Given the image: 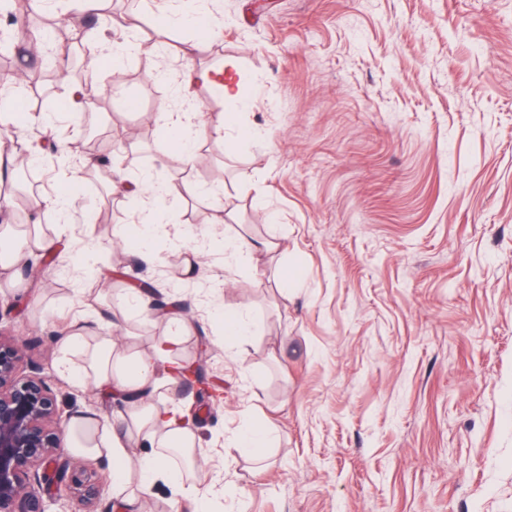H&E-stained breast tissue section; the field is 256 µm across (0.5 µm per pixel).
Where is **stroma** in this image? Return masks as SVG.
I'll list each match as a JSON object with an SVG mask.
<instances>
[{
    "label": "stroma",
    "instance_id": "stroma-1",
    "mask_svg": "<svg viewBox=\"0 0 512 512\" xmlns=\"http://www.w3.org/2000/svg\"><path fill=\"white\" fill-rule=\"evenodd\" d=\"M177 2L111 0L102 19L71 0L33 12L116 43L129 16L145 23L150 52L83 82L108 143L98 167L128 183L155 168L160 113L225 111L202 85L182 100L184 72L235 63L254 138L209 137L172 174L223 184L220 199L181 204L183 223L206 230L220 209L227 235L277 243L254 272L224 270L222 300L247 313L249 340L213 344L215 267L187 279L171 250L157 264L126 251L116 230L132 208L89 179L70 223L36 216L56 259L33 255L0 288V327L64 415L104 413L119 407L111 394L58 372L60 314L110 318L141 281L177 303L198 370L177 397L195 411L194 475L231 486L214 512H512V0H212L223 34L203 50L197 32L157 24ZM116 89L140 111H122ZM71 92L63 81L27 99L60 148L83 135L61 106ZM89 245L98 279L78 273ZM286 271L299 275L288 293ZM254 418L278 437L262 461L233 445Z\"/></svg>",
    "mask_w": 512,
    "mask_h": 512
}]
</instances>
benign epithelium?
<instances>
[{
	"instance_id": "1",
	"label": "benign epithelium",
	"mask_w": 512,
	"mask_h": 512,
	"mask_svg": "<svg viewBox=\"0 0 512 512\" xmlns=\"http://www.w3.org/2000/svg\"><path fill=\"white\" fill-rule=\"evenodd\" d=\"M23 363V343L0 332V512H48L31 484L49 473L77 501L75 512H103L97 470L70 467L57 394L39 367Z\"/></svg>"
}]
</instances>
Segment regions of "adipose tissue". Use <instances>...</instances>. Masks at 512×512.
<instances>
[{
    "label": "adipose tissue",
    "instance_id": "1",
    "mask_svg": "<svg viewBox=\"0 0 512 512\" xmlns=\"http://www.w3.org/2000/svg\"><path fill=\"white\" fill-rule=\"evenodd\" d=\"M161 19L167 26H196L207 39L220 33L204 0H186L182 10L163 11ZM199 83L208 85L226 102L238 105L244 101L232 65L216 71L189 73L179 91L190 95L192 87ZM162 131L172 140L173 148L166 161L174 166L186 165L197 144L207 136L205 125L198 123L193 112L165 113ZM216 195L212 185L178 180L161 172L146 174L126 193L137 213V221L123 226L119 235L128 242L131 252L150 262L157 258L154 238L162 234L179 252L185 270H192L205 253L220 257L223 265L246 268L256 249L249 238L198 235L191 227L168 216V202L212 199ZM0 239L14 244L0 258L1 270L27 265L33 251L49 252L55 247L54 239L37 224L26 225L20 236L1 230ZM163 322L162 336L147 348L140 347L135 336L127 337L121 347L108 336L87 339V330L94 326L90 320L83 321L69 334L62 345L60 374L78 387L93 384L112 389L121 407L112 419L94 410L78 411L67 425L65 439L74 454L91 462L108 464L112 489L125 512H137L141 501L162 481L170 483L181 498L193 504V512H209V490L193 481L197 436L183 407L170 398L187 365L182 351L191 324L177 310L166 312ZM135 446L142 449L136 457L131 454Z\"/></svg>",
    "mask_w": 512,
    "mask_h": 512
}]
</instances>
